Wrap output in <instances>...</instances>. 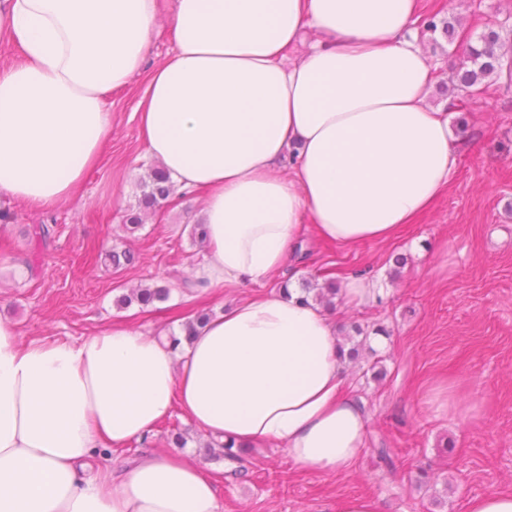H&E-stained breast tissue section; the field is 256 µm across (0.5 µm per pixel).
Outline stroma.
<instances>
[{"mask_svg": "<svg viewBox=\"0 0 512 512\" xmlns=\"http://www.w3.org/2000/svg\"><path fill=\"white\" fill-rule=\"evenodd\" d=\"M436 28L419 40L440 82L433 105H446L442 84L463 61L460 41L443 22L454 20L476 38L496 31L512 44V0H422ZM145 76L112 97V141L83 188L49 211L0 199V318L20 338L79 339L130 320L145 332L171 334L192 308L185 303L182 272L204 261L203 243L191 236L200 218L198 196L174 198L143 217L142 228H124L136 208L140 183L154 168L138 137L135 107ZM457 144L455 179L435 205L393 243L342 247L319 241L304 227L301 248L270 281L225 289L222 302L290 283L316 284L327 272H360L384 295L346 310L340 335L376 341L372 353L349 363L352 394L368 413L367 447L344 472L294 467L280 448L251 449L243 461L206 448L179 412L148 437L130 442L120 458L168 454L170 432L187 440L191 459L221 471V512H336L338 500L365 497L378 512H464L467 499L490 489L512 490V78H486L474 99L449 113ZM55 227L52 245L34 250L26 229ZM129 250L121 270L92 264L91 247ZM170 288L152 311L116 299L139 286ZM391 449L396 468L376 458Z\"/></svg>", "mask_w": 512, "mask_h": 512, "instance_id": "obj_1", "label": "stroma"}]
</instances>
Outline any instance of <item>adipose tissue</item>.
I'll list each match as a JSON object with an SVG mask.
<instances>
[{"label": "adipose tissue", "instance_id": "obj_1", "mask_svg": "<svg viewBox=\"0 0 512 512\" xmlns=\"http://www.w3.org/2000/svg\"><path fill=\"white\" fill-rule=\"evenodd\" d=\"M158 0H0V196L70 199L112 140V96L139 74L145 153L203 199L189 298L262 283L303 221L343 246L389 242L446 193L458 157L431 105L418 0H174L168 61L146 70ZM332 310L261 293L173 345L128 323L21 340L0 320V512H220L219 477L186 453L92 461L172 412L238 448L346 471L368 416L348 393Z\"/></svg>", "mask_w": 512, "mask_h": 512}]
</instances>
